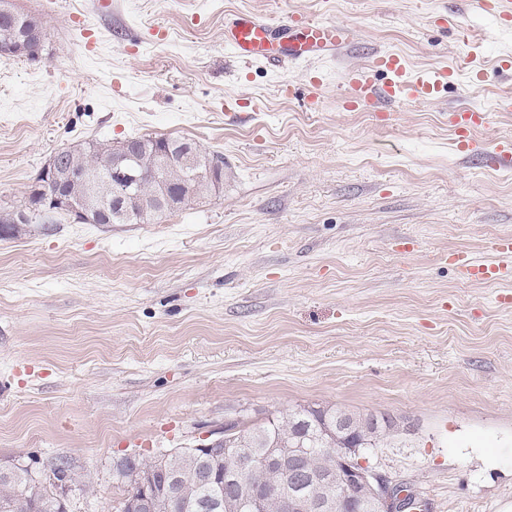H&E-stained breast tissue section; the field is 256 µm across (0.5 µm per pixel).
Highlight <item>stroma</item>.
I'll return each mask as SVG.
<instances>
[{"mask_svg":"<svg viewBox=\"0 0 512 512\" xmlns=\"http://www.w3.org/2000/svg\"><path fill=\"white\" fill-rule=\"evenodd\" d=\"M13 0L48 29L0 55V219L57 152L185 138L229 165L219 193L138 224H10L0 234V466L67 462L71 512H114L116 465L300 407L391 414L371 457L423 512H512V170L460 151L449 110L512 139V24L470 0ZM304 13L354 32L307 67L243 63L224 16ZM400 55L456 68L391 123L348 111L344 75ZM487 78L475 83L473 72ZM291 86L292 95L280 92ZM238 99L242 117L224 116Z\"/></svg>","mask_w":512,"mask_h":512,"instance_id":"stroma-1","label":"stroma"}]
</instances>
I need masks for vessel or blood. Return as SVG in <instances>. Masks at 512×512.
<instances>
[{
    "mask_svg": "<svg viewBox=\"0 0 512 512\" xmlns=\"http://www.w3.org/2000/svg\"><path fill=\"white\" fill-rule=\"evenodd\" d=\"M477 9L501 22L512 21V0H476ZM352 36L340 24L324 22L306 15H294L284 22H273L250 13H234L224 20V44L243 62L266 60L273 63L288 58L298 62H311L347 50ZM372 71L389 73L390 81L379 84L372 72L349 71L345 77L347 87L343 103L355 111L370 108L383 111L384 107L410 101L435 99L441 86L448 81L447 69L409 79L401 57L389 52L374 54ZM488 113L470 107L449 111L448 122L462 147L472 148L483 164L492 170L512 169V141L498 142L485 148L469 141L474 128L487 125Z\"/></svg>",
    "mask_w": 512,
    "mask_h": 512,
    "instance_id": "vessel-or-blood-1",
    "label": "vessel or blood"
}]
</instances>
